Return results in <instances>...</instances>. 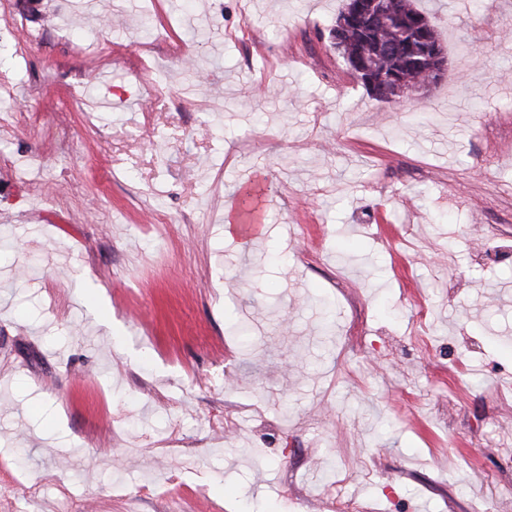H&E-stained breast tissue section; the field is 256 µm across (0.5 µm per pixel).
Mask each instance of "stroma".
Returning <instances> with one entry per match:
<instances>
[{
    "mask_svg": "<svg viewBox=\"0 0 512 512\" xmlns=\"http://www.w3.org/2000/svg\"><path fill=\"white\" fill-rule=\"evenodd\" d=\"M342 4L0 0V512H512V0ZM417 0H371L377 3L382 20L372 22L359 9V0H345L336 19L334 37L342 21L345 24L344 51L351 64L366 69L360 82L376 101L384 103L413 100V88L424 80L430 66L429 42L444 53L433 16L418 6ZM422 25V29L417 26ZM421 30H424L422 34ZM399 82V93L394 89ZM392 96V97H390Z\"/></svg>",
    "mask_w": 512,
    "mask_h": 512,
    "instance_id": "obj_1",
    "label": "stroma"
}]
</instances>
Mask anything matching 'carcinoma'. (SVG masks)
Here are the masks:
<instances>
[{"instance_id": "cac0c4a2", "label": "carcinoma", "mask_w": 512, "mask_h": 512, "mask_svg": "<svg viewBox=\"0 0 512 512\" xmlns=\"http://www.w3.org/2000/svg\"><path fill=\"white\" fill-rule=\"evenodd\" d=\"M382 19L370 21L359 0H345L336 27H344L349 62L366 69L361 85L384 103L410 100L430 66L429 44L443 47L433 16L417 0H378Z\"/></svg>"}]
</instances>
